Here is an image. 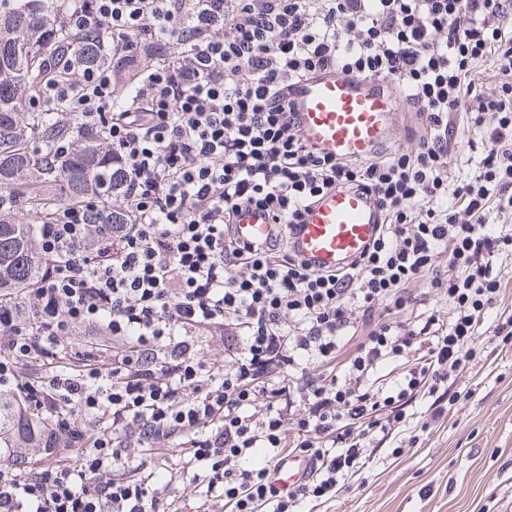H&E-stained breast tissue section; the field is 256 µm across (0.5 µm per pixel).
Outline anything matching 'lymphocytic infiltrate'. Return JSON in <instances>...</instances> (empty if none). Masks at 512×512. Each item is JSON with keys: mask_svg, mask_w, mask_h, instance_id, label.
I'll use <instances>...</instances> for the list:
<instances>
[{"mask_svg": "<svg viewBox=\"0 0 512 512\" xmlns=\"http://www.w3.org/2000/svg\"><path fill=\"white\" fill-rule=\"evenodd\" d=\"M69 21L148 28L184 53L142 70L120 112L106 69L39 92L82 129L111 114L130 221L40 225L49 263L28 317L0 302V391L51 428L36 472L0 465V512H184L152 468L172 449L168 482L192 488L193 512H304L335 497L376 433L403 427L409 403L461 374L479 337L512 344L511 315L486 319L512 265V0H94ZM328 67L406 100L410 149L361 162L316 152L291 91ZM453 144L482 152L454 184ZM344 187L376 197L381 230L346 268L320 272L290 231ZM247 206L279 224L270 249L230 236ZM415 283L446 298L447 318L396 319ZM214 337L219 365L200 355ZM419 350L396 383L376 379ZM291 457L310 476L283 493L272 478Z\"/></svg>", "mask_w": 512, "mask_h": 512, "instance_id": "f902f5d3", "label": "lymphocytic infiltrate"}]
</instances>
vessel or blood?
Masks as SVG:
<instances>
[{"mask_svg":"<svg viewBox=\"0 0 512 512\" xmlns=\"http://www.w3.org/2000/svg\"><path fill=\"white\" fill-rule=\"evenodd\" d=\"M299 129L319 153L354 161L368 158L386 145L399 102L372 89L355 75L324 71L295 87ZM376 201L358 189L325 193L304 211L293 232L292 247L315 269L333 271L347 266L377 236ZM230 233L261 249L276 235L267 211L239 209Z\"/></svg>","mask_w":512,"mask_h":512,"instance_id":"b4317fda","label":"vessel or blood"}]
</instances>
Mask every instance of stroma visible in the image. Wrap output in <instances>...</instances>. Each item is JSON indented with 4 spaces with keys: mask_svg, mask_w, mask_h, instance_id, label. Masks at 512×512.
<instances>
[{
    "mask_svg": "<svg viewBox=\"0 0 512 512\" xmlns=\"http://www.w3.org/2000/svg\"><path fill=\"white\" fill-rule=\"evenodd\" d=\"M448 392L444 413L425 397L402 431L377 434L316 512H512V346L480 342Z\"/></svg>",
    "mask_w": 512,
    "mask_h": 512,
    "instance_id": "stroma-1",
    "label": "stroma"
}]
</instances>
